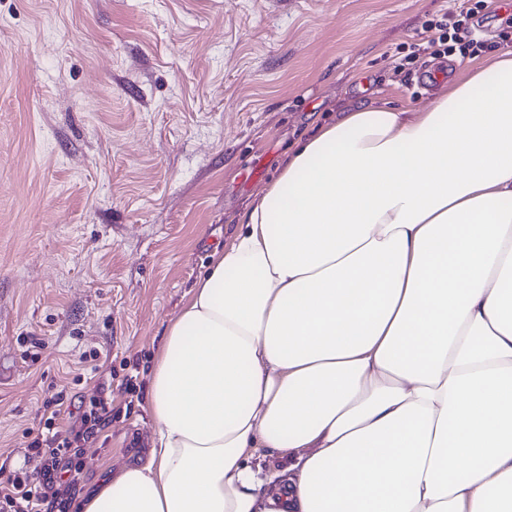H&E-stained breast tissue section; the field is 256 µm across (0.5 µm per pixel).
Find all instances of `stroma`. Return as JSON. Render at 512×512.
<instances>
[{
    "label": "stroma",
    "instance_id": "obj_1",
    "mask_svg": "<svg viewBox=\"0 0 512 512\" xmlns=\"http://www.w3.org/2000/svg\"><path fill=\"white\" fill-rule=\"evenodd\" d=\"M462 6L0 0V462L22 465L57 394L112 402L78 495L143 453L151 358L214 249L298 139L363 103L425 108L470 65L427 44ZM510 18L485 0L486 53Z\"/></svg>",
    "mask_w": 512,
    "mask_h": 512
}]
</instances>
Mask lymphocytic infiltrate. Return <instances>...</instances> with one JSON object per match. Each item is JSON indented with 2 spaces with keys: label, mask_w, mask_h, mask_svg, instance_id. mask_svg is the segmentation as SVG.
Here are the masks:
<instances>
[{
  "label": "lymphocytic infiltrate",
  "mask_w": 512,
  "mask_h": 512,
  "mask_svg": "<svg viewBox=\"0 0 512 512\" xmlns=\"http://www.w3.org/2000/svg\"><path fill=\"white\" fill-rule=\"evenodd\" d=\"M482 0H474L471 10L460 19L442 20L435 28L440 47L458 49L467 56L482 47L475 28L468 20L472 11L481 10ZM46 441H32L25 454L26 465L8 469L0 465V512H69L78 481L73 462L80 445L89 441L112 415V404L104 397L65 407L60 397L46 400Z\"/></svg>",
  "instance_id": "lymphocytic-infiltrate-1"
}]
</instances>
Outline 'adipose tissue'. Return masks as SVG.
Instances as JSON below:
<instances>
[{
  "label": "adipose tissue",
  "instance_id": "adipose-tissue-1",
  "mask_svg": "<svg viewBox=\"0 0 512 512\" xmlns=\"http://www.w3.org/2000/svg\"><path fill=\"white\" fill-rule=\"evenodd\" d=\"M145 409L146 457L78 512H512V50L300 144Z\"/></svg>",
  "mask_w": 512,
  "mask_h": 512
}]
</instances>
